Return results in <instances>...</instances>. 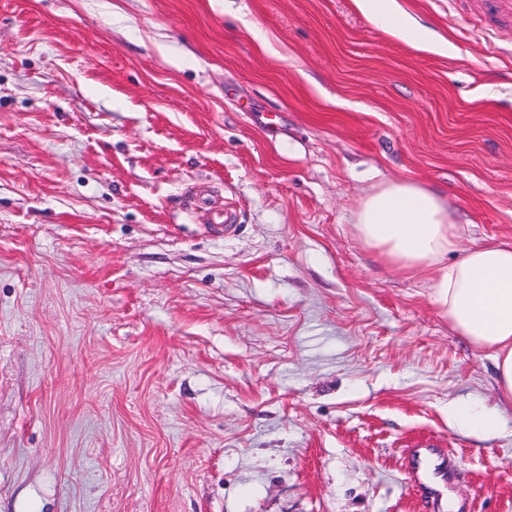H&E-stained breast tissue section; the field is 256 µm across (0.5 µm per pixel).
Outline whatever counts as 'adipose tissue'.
I'll use <instances>...</instances> for the list:
<instances>
[{"mask_svg":"<svg viewBox=\"0 0 512 512\" xmlns=\"http://www.w3.org/2000/svg\"><path fill=\"white\" fill-rule=\"evenodd\" d=\"M371 21L415 49L440 55L451 45L395 0H353ZM354 226L363 244L383 262L416 275L431 273L433 298L449 325L477 349L488 351L502 401L512 403V245L477 243L462 247L460 227L441 195L413 181L377 186L360 202ZM460 252L453 264L449 253ZM448 422L474 434L495 431L496 408L478 401L453 403Z\"/></svg>","mask_w":512,"mask_h":512,"instance_id":"obj_1","label":"adipose tissue"}]
</instances>
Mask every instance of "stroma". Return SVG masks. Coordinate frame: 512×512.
I'll list each match as a JSON object with an SVG mask.
<instances>
[{
  "mask_svg": "<svg viewBox=\"0 0 512 512\" xmlns=\"http://www.w3.org/2000/svg\"><path fill=\"white\" fill-rule=\"evenodd\" d=\"M396 4L454 53L352 0H0V512H424L435 436L440 512H512L491 359L352 220L413 180L512 244V21ZM354 5L371 21L382 26L393 37L417 50L447 56L451 51L448 39L436 36L414 18L395 7V0H353ZM448 423L474 434L495 431L499 426V414L495 407L478 401L451 403L448 405ZM413 448L408 461L410 480H422L427 497L435 501L439 496L437 487L443 481L448 461L435 449L439 447L434 444L419 443Z\"/></svg>",
  "mask_w": 512,
  "mask_h": 512,
  "instance_id": "1",
  "label": "stroma"
}]
</instances>
